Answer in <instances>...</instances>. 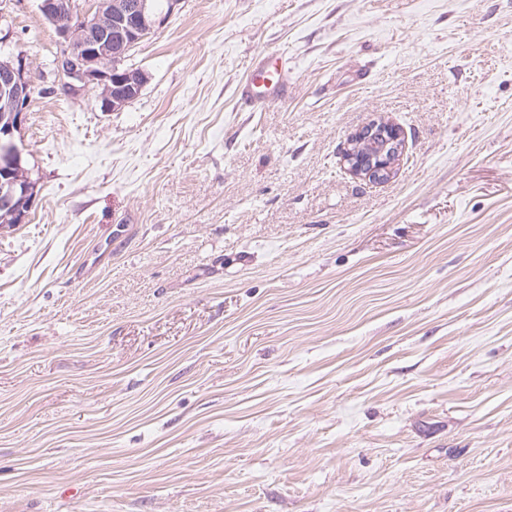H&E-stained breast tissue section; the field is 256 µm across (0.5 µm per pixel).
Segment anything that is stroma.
<instances>
[{
	"mask_svg": "<svg viewBox=\"0 0 512 512\" xmlns=\"http://www.w3.org/2000/svg\"><path fill=\"white\" fill-rule=\"evenodd\" d=\"M0 31L35 86L0 512H512V0H179L114 111L38 0ZM379 116L372 184L341 151ZM283 86L277 64L261 57L254 67L252 82L242 86L241 96L249 107L261 110L281 97ZM391 122L382 119H372L367 124L362 126L360 129L348 135L345 146L342 150V159L347 165L348 172L355 178L367 181L375 180L376 175L378 178H382V174L388 173L392 177L395 171V166L398 161L389 163V156L392 155V148L395 149L397 142L401 139V136L397 134L396 126L391 130ZM359 134L361 141L356 142L350 141V136ZM356 144V148L353 150L352 146ZM365 154L356 158L353 153H356L359 149H364ZM379 148L378 152L372 153V148ZM390 151V152H389ZM389 152V156L386 153ZM351 154L348 156V154ZM356 161L358 162L355 165ZM355 169L358 170L356 173ZM366 169H368L366 171Z\"/></svg>",
	"mask_w": 512,
	"mask_h": 512,
	"instance_id": "35a3bbf8",
	"label": "stroma"
}]
</instances>
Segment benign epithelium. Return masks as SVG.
I'll list each match as a JSON object with an SVG mask.
<instances>
[{
  "label": "benign epithelium",
  "mask_w": 512,
  "mask_h": 512,
  "mask_svg": "<svg viewBox=\"0 0 512 512\" xmlns=\"http://www.w3.org/2000/svg\"><path fill=\"white\" fill-rule=\"evenodd\" d=\"M178 0H167V9H160L156 0H133L125 13L112 20V0H99L94 9L81 11L71 8L72 17L59 19V0H39V9L56 31L65 48L54 62V72L63 88L79 93L91 86L103 88V109L123 107L138 95L143 85L130 75L111 77L101 67V62L112 54V39L127 44L132 49L166 21ZM0 88L9 95L8 106L0 111V171L8 173L22 165V151L15 141L21 129L32 93L31 69L28 59L13 55L0 64ZM361 141H346L342 159L348 172L361 180L370 181L384 173L393 174L395 163L389 161L387 152L396 148L400 139L391 123L372 119L356 130ZM27 195V189L10 180H0V209L14 210L16 199Z\"/></svg>",
  "instance_id": "1"
}]
</instances>
